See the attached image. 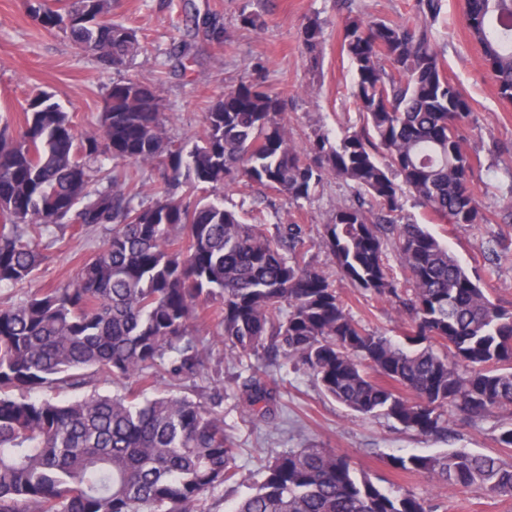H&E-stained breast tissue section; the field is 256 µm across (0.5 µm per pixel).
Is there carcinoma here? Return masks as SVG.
I'll list each match as a JSON object with an SVG mask.
<instances>
[{"label": "carcinoma", "mask_w": 512, "mask_h": 512, "mask_svg": "<svg viewBox=\"0 0 512 512\" xmlns=\"http://www.w3.org/2000/svg\"><path fill=\"white\" fill-rule=\"evenodd\" d=\"M443 0H415L399 21L349 16L342 51L360 116L336 140L299 147L280 93L252 77L224 91L190 148L168 135L161 88L112 81L99 128L78 134L46 91L34 94L18 136L0 133V287L33 278L56 229L108 230L62 288L0 308V512H202L207 493L238 481L224 393L209 390L207 340L194 327L220 302L217 335L238 357L233 394L246 416L279 419L266 360L305 367L322 392L362 416L421 435L512 410V311L491 301L422 224L413 198L450 224L493 221L472 185L464 132L473 108L448 74L433 26ZM39 27L64 34L105 68L147 54L136 31L110 18L111 0H30ZM464 23L501 102L512 105V0H465ZM224 43V24L201 21ZM315 60L323 29L309 19ZM163 173L141 197L128 166ZM355 201L327 215L322 242L341 280L395 303L408 325L394 341L355 318L296 215L249 224L243 207L196 198L231 185L277 192L300 206L329 180ZM393 248L404 279L386 265ZM126 383L74 401L31 394ZM189 380L184 394L161 381ZM395 470L448 486L512 496V463L465 450L389 458ZM230 512H436L410 491L386 489L332 448H285Z\"/></svg>", "instance_id": "cac0c4a2"}]
</instances>
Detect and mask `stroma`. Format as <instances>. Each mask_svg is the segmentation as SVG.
<instances>
[{
	"mask_svg": "<svg viewBox=\"0 0 512 512\" xmlns=\"http://www.w3.org/2000/svg\"><path fill=\"white\" fill-rule=\"evenodd\" d=\"M413 0H112L111 17L136 30L146 44L148 57L121 69H102L60 33L47 32L30 19L27 0H0V129H20L22 112L38 91L54 94L72 116L77 131L95 129L104 110L107 88L116 76L160 84L167 111L168 129L176 143L192 145L204 133V114L228 88L250 75L255 61H263L262 79L288 101V120L297 144L317 133L336 137L342 129L359 126V115L350 96L351 65L341 48L342 20L346 13L396 21L407 14ZM464 0H445L444 16L436 25V40L448 72L467 92L474 109L468 150L477 157L473 185L483 206L497 211L494 223H428L424 208L407 200L405 213L447 243L460 263L480 279L491 299L512 310V257H495L493 240L512 242V108L498 99L481 55L463 21ZM252 14L257 25L243 22ZM216 16L227 35L217 47L197 33L195 17ZM318 19L324 41L317 58H310L302 41L308 19ZM268 210L281 217L300 212L312 232H321L328 212L347 199L349 190L328 180L318 195L302 209L287 198L264 195ZM99 230L87 236L71 229L57 230L42 248L43 260L31 283L0 288V306L23 299L25 293L66 284L77 273L82 259L106 239ZM333 284L354 317L370 329L398 337L406 329L394 305L361 296L341 279ZM281 391V417L277 425L249 420L242 403L224 400V422L237 440V464L243 473L257 472L276 452L286 448H333L350 456L380 484L412 491L436 505L437 512H512V497L480 489H457L420 475H401L387 458L413 451L433 454L465 449L498 452L512 462V450H500L501 426L512 423V412L502 411L485 421H464L448 411V433L419 435L383 417L359 416L328 399L306 370L291 362L270 367Z\"/></svg>",
	"mask_w": 512,
	"mask_h": 512,
	"instance_id": "35a3bbf8",
	"label": "stroma"
}]
</instances>
